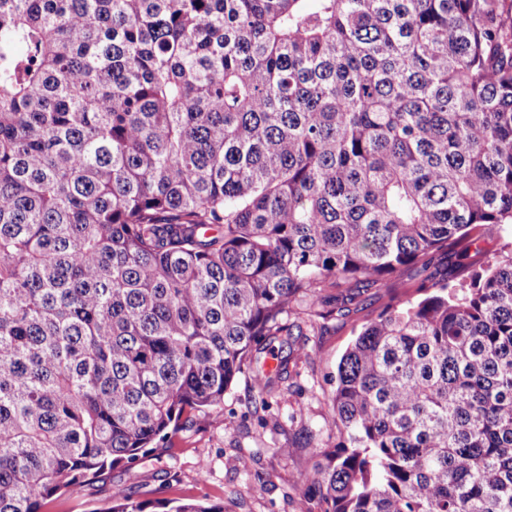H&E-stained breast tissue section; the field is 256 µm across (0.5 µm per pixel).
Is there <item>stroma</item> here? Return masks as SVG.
<instances>
[{"label": "stroma", "instance_id": "35a3bbf8", "mask_svg": "<svg viewBox=\"0 0 512 512\" xmlns=\"http://www.w3.org/2000/svg\"><path fill=\"white\" fill-rule=\"evenodd\" d=\"M360 309L330 318L318 328L303 327L309 358L290 365L260 411L261 396L249 374H241L222 405L197 427L178 432L169 447L140 458L130 468L102 473L94 484H75L45 502L42 512H109L112 488L124 486L136 500L179 498L224 512H306L308 504L294 484L296 471L310 464L317 448L335 444L326 430L337 364L352 339V327L379 311L384 291L361 289ZM207 471H200V463Z\"/></svg>", "mask_w": 512, "mask_h": 512}]
</instances>
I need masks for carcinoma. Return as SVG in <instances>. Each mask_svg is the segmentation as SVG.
<instances>
[{
  "mask_svg": "<svg viewBox=\"0 0 512 512\" xmlns=\"http://www.w3.org/2000/svg\"><path fill=\"white\" fill-rule=\"evenodd\" d=\"M448 252L353 328L308 512H512V0H0V512Z\"/></svg>",
  "mask_w": 512,
  "mask_h": 512,
  "instance_id": "obj_1",
  "label": "carcinoma"
}]
</instances>
